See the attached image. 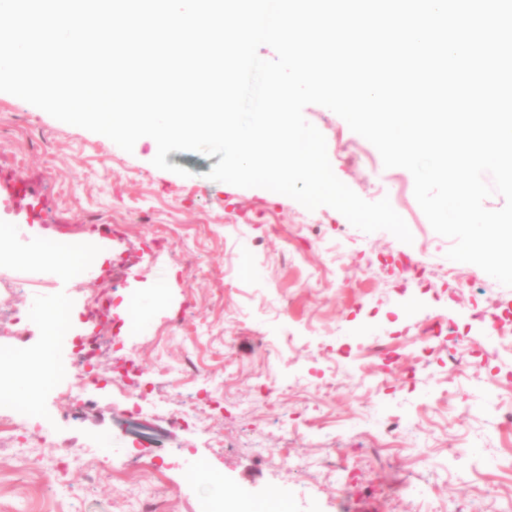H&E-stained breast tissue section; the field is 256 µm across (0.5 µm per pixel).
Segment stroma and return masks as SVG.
<instances>
[{
	"label": "stroma",
	"instance_id": "stroma-1",
	"mask_svg": "<svg viewBox=\"0 0 512 512\" xmlns=\"http://www.w3.org/2000/svg\"><path fill=\"white\" fill-rule=\"evenodd\" d=\"M152 159L148 145L125 152L0 92V357L44 354L53 374L31 387L0 373L44 428L28 447L0 444V512H132L146 499L159 512L220 500L260 512H512V352L497 343L512 330V287L447 258L452 241L413 202L408 170L384 168L371 145L360 164L330 160L366 201L411 198L405 244L328 206L209 180L215 158L174 151L166 171ZM39 237L100 259L116 328L97 371L134 355L140 385L161 382L166 398L138 414L107 383L63 398L76 385L72 338L91 329L80 296L96 284L51 267L32 249ZM52 298L73 316L49 329L39 319ZM15 311L32 320L27 340L9 335ZM437 315L448 325L427 350L406 344ZM470 337L481 342L473 369L449 372ZM191 363L207 383L186 377ZM182 402L198 427L174 418ZM364 417L400 433H366ZM47 438L81 450L63 480ZM281 448L307 467L287 470Z\"/></svg>",
	"mask_w": 512,
	"mask_h": 512
}]
</instances>
